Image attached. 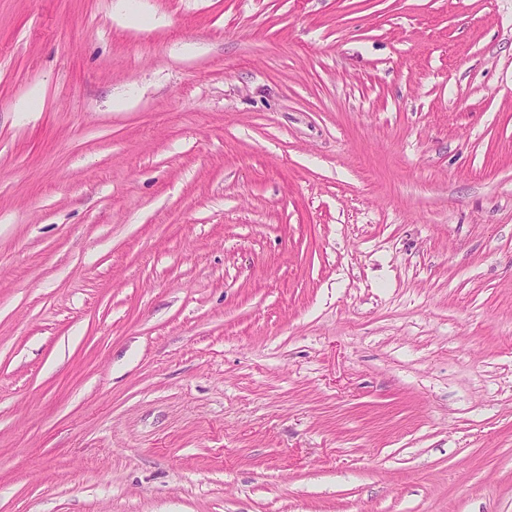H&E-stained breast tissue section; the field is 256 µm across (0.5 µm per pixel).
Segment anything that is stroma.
<instances>
[{"label":"stroma","mask_w":512,"mask_h":512,"mask_svg":"<svg viewBox=\"0 0 512 512\" xmlns=\"http://www.w3.org/2000/svg\"><path fill=\"white\" fill-rule=\"evenodd\" d=\"M0 512H512V0H0Z\"/></svg>","instance_id":"1"}]
</instances>
